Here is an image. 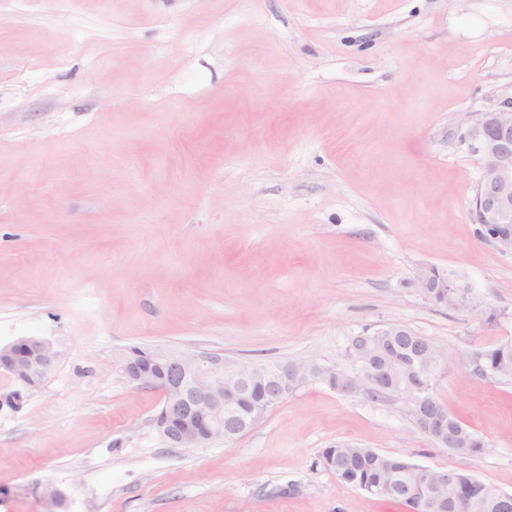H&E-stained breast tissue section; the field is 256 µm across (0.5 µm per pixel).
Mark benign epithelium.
I'll return each instance as SVG.
<instances>
[{
  "mask_svg": "<svg viewBox=\"0 0 512 512\" xmlns=\"http://www.w3.org/2000/svg\"><path fill=\"white\" fill-rule=\"evenodd\" d=\"M473 150L480 155L481 173L472 201L475 223L482 228L496 249L512 255V234L498 233L500 224L512 223V98L485 112L467 133ZM422 294L433 302L464 304L470 290L455 283L457 290L443 298L439 289L448 287V275L434 267H424L417 275ZM431 339L418 341V353L403 363L406 375L398 388L381 384L382 372L374 365L354 366L342 375L343 393L384 392L405 396L417 428L442 448H465L473 436L454 425L448 408L432 391L441 357L424 359ZM59 354L50 343L38 338H21L0 347V372H5L28 387L42 385L56 370ZM115 365L125 379L137 386L159 390L164 403L154 426L171 448H204L217 439H230L248 430L262 411L245 407L253 386L265 385L263 406L270 409L282 402L294 389L293 378H311L317 370L334 372L329 364L305 360L283 364L246 363L216 353L151 347L144 352L125 350ZM432 484L437 490L450 485L458 489L494 486L462 471L434 469ZM46 512L57 506L61 490L52 483L36 485ZM474 496L461 493L450 501L435 494L421 500L420 512H474Z\"/></svg>",
  "mask_w": 512,
  "mask_h": 512,
  "instance_id": "obj_1",
  "label": "benign epithelium"
}]
</instances>
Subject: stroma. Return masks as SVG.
<instances>
[{
    "instance_id": "1",
    "label": "stroma",
    "mask_w": 512,
    "mask_h": 512,
    "mask_svg": "<svg viewBox=\"0 0 512 512\" xmlns=\"http://www.w3.org/2000/svg\"><path fill=\"white\" fill-rule=\"evenodd\" d=\"M512 97V0H0V512H409L317 463L353 442L512 494V255L474 224L467 137ZM433 266L469 305L429 301ZM399 323L444 360L436 398L486 444L462 457L401 396L300 387L251 429L171 448L132 345L352 368ZM417 285L422 294L433 302H448L456 307L457 304H465L470 302V290L467 284L454 281L456 290L450 297L442 298L438 288H448V274L440 272L435 267H424L417 275ZM397 324H390L383 328L377 329L373 335L369 336L370 340L368 341V345L370 346L367 351L361 352L359 355H355L351 346L358 342L362 345L363 339L362 336L368 334V331L363 332L357 336H353L350 341L349 350L351 356L354 360L358 361L360 364H364L367 360H369L373 354L379 353L381 355H385L386 351H388L390 347V342L393 336H400V330L396 328ZM59 354L50 343L38 338H21L0 347V372L28 387L42 385L56 370ZM489 355V361L484 360V365L480 370L482 373L486 372L488 365L489 371H493L502 375H512V342H505L491 350H488L484 355Z\"/></svg>"
}]
</instances>
